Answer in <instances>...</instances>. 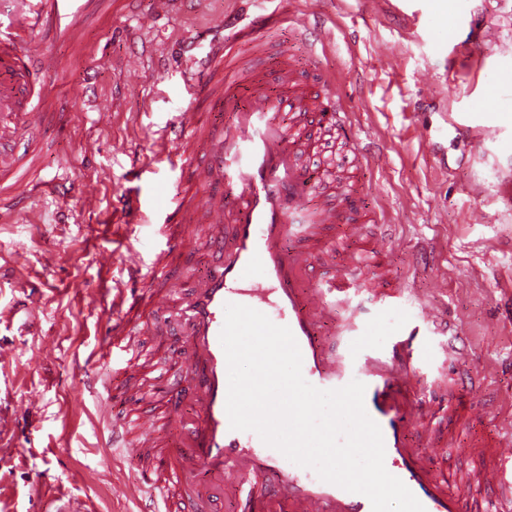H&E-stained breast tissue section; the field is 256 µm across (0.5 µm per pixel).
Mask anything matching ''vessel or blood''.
Returning a JSON list of instances; mask_svg holds the SVG:
<instances>
[{
  "mask_svg": "<svg viewBox=\"0 0 512 512\" xmlns=\"http://www.w3.org/2000/svg\"><path fill=\"white\" fill-rule=\"evenodd\" d=\"M87 11L88 0H0V221L17 214L27 191L56 188L54 181L42 175L37 149L18 151L17 137L44 126L56 106L55 96L30 79L31 67L49 65L52 58L49 45L37 39V32L53 29L74 47L72 67L84 68ZM279 22L276 14H261L227 35L223 19L214 20L213 27L222 37L204 57L193 58L191 102L175 117L167 136L168 141L185 146L202 135L211 137L206 161H197L186 149L167 156L170 165L187 169L193 184L210 190L200 208L201 241L216 259L202 284L187 292L169 282L141 293L124 288L112 291V307L122 319L97 354L107 359L113 348H126L124 369L130 392H142L144 367L139 354L129 348L128 326L143 314L172 309L183 311L186 321L184 361L156 390L158 413L147 416L133 409L112 425V447L152 459L149 468L125 479L122 492L139 504V512H160L162 498L177 499L183 512H215L209 488L188 478V469L199 465L215 485L231 489L238 512H372L366 496L321 480L265 445L256 433L231 429L224 380L227 360L220 333L224 307L234 302L261 312L275 310L276 324L293 332L302 353V374L313 386L343 387L350 371H357L366 386V411L382 431L385 461L425 512H471L470 500L450 490L458 480L472 490H496L487 512H512V420L486 458L463 478H456L447 469L423 464L414 439L431 435L435 419L442 415L484 418L487 404L476 398L464 406L450 399L427 406L412 362L415 332L404 333L387 357L367 356L354 367L327 342L326 327H335L337 336H349L361 321V310L351 300L362 290L357 277L362 253L348 252L342 272L327 283L313 280L315 264L334 254L333 248L321 243L318 231L322 225L340 223L342 212L333 205L304 207L305 182L296 155L312 144L278 124L275 114L285 104L283 97L257 90L247 107H240L236 83L224 76V64L236 45L258 42ZM201 96L219 100L225 111L235 115L216 134L208 132L207 117L197 104ZM167 233L168 247L151 267H144L137 253L128 254L129 280L165 279L180 263L185 243L182 227L168 225ZM298 233L308 236L311 249L288 247V240ZM374 293L387 302L411 301L423 322L450 333V359L467 363L469 389L481 390L491 370L477 362L472 347L450 326L441 299L383 281L377 282ZM340 306L349 315L341 325L336 322ZM188 401L196 408L191 420L183 414ZM168 422L181 424L183 438L157 448L154 433Z\"/></svg>",
  "mask_w": 512,
  "mask_h": 512,
  "instance_id": "obj_1",
  "label": "vessel or blood"
}]
</instances>
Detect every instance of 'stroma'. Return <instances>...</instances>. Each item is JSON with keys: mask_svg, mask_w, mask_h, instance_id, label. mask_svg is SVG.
<instances>
[{"mask_svg": "<svg viewBox=\"0 0 512 512\" xmlns=\"http://www.w3.org/2000/svg\"><path fill=\"white\" fill-rule=\"evenodd\" d=\"M151 7V0L133 8L126 0H93L87 77L71 69V50L54 32L41 33L54 58L57 115L41 130L21 133L18 146L40 144L44 175L66 183L56 194L30 197L24 212L0 223V512H42L48 495L92 504L95 512H137L121 484L142 461L108 458L102 439L129 407L149 413L153 405L145 396L127 398L125 374L95 351L120 318L108 288L126 281L128 249L151 264L166 249L167 235L156 221L122 223L112 232L100 221L132 197L167 213L181 210L184 198L205 197V189L189 185L185 172L160 156L158 145L188 104L186 47L207 44L219 16L231 23L270 12L282 18L266 38L260 66H253L249 46L237 48L232 76L241 99L258 87L279 93L274 49L288 41L302 90L321 101L339 97L351 113V141L301 156L309 183L304 204L331 201L343 211L344 222L321 232L337 255L358 239L391 237L390 267H368L366 282L404 281L431 298L437 283L447 284L449 317L493 373L478 393L489 415L448 419L436 435L454 434L462 447L493 442L512 401V201L498 192L512 170V85H500L512 76V0H441L433 15L426 0L379 12L363 0H192L157 28H140L137 12ZM302 15L325 30V51L311 50V27L294 24ZM489 22L500 28L502 45L482 44ZM141 47L147 55L139 72L124 73L125 58ZM424 74L446 81L443 100H423ZM492 99L505 131L500 142L478 146L455 127L479 125ZM475 208L484 223H469ZM200 230L186 224L183 262L170 273L190 287L213 260ZM34 283L41 294L34 322L25 327L15 311ZM359 302L366 322L350 338L352 358L385 354L403 330L418 328L415 368L433 400L447 397L449 379L465 369L448 361L446 336L418 325L410 302L382 303L368 294ZM493 334L498 344L486 347ZM45 335L58 341L48 358L39 353ZM95 377L111 388L106 419L82 391Z\"/></svg>", "mask_w": 512, "mask_h": 512, "instance_id": "stroma-1", "label": "stroma"}]
</instances>
